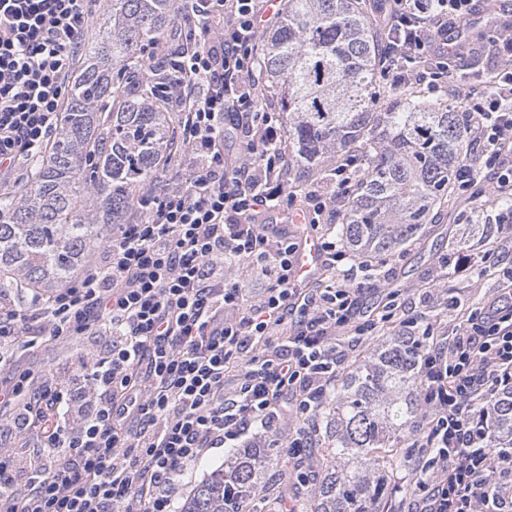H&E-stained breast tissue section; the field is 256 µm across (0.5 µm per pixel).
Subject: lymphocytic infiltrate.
I'll return each mask as SVG.
<instances>
[{"instance_id":"f902f5d3","label":"lymphocytic infiltrate","mask_w":512,"mask_h":512,"mask_svg":"<svg viewBox=\"0 0 512 512\" xmlns=\"http://www.w3.org/2000/svg\"><path fill=\"white\" fill-rule=\"evenodd\" d=\"M92 0H0V188L18 185L49 146L67 101L69 77ZM194 19L175 37L187 47L170 93L182 147L177 174L145 189L140 221L118 224L100 262L69 286L30 301L27 313L0 310V343L25 334L68 341L111 329L112 347L60 392L18 373L0 385V416L14 436L35 432L48 460L20 474L0 454V512H175V491L213 448L241 438L269 440L288 418V447L307 448L317 412L336 389V333L352 345L394 317H358L357 279L369 268L324 229L338 194L308 189L303 223L322 228L332 284L299 287L296 243L270 235V219L291 220L290 167L279 112L264 94L258 38L270 0H181ZM389 39L381 76L410 77L396 63L418 54L417 72L438 92L451 63L473 49L464 26L479 0H386ZM500 30L501 68L482 101L466 102L478 160L471 183L512 195V26ZM237 139L245 161L224 159ZM499 294L465 312L452 337L421 332V401L415 440L418 492L407 512H512V448L491 447L475 415L512 388V267L499 269ZM297 325L287 335L289 325Z\"/></svg>"}]
</instances>
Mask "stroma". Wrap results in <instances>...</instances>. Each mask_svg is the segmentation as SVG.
Returning <instances> with one entry per match:
<instances>
[{
	"label": "stroma",
	"instance_id": "stroma-1",
	"mask_svg": "<svg viewBox=\"0 0 512 512\" xmlns=\"http://www.w3.org/2000/svg\"><path fill=\"white\" fill-rule=\"evenodd\" d=\"M471 34L477 38L481 54L471 60V68L465 78L449 79L441 91V98L458 105L463 100L481 96L486 83L496 67V49L486 33L483 18H476ZM477 209L499 212L495 194L480 193L478 188L456 190L447 203L436 213L432 224L427 225L424 235L409 249L401 251L383 267L381 274L387 277L390 288L401 290V300L407 310L421 315L424 323L435 331L450 333L457 321L448 311L449 300L462 305H486L498 294L497 276L493 269L484 265L485 254L491 251L490 243H482L465 257V271L455 272L449 266L448 237L455 225L465 223ZM439 281L441 291L434 297L426 296L428 283ZM112 334L100 331L67 342H56L39 336L29 344L15 342L7 347L6 361L0 366V374L9 375L15 370L28 368L39 380L60 386L71 383L74 376L109 351ZM313 447L302 449L300 456L289 458L282 449H270L272 463L262 479V496L265 512H276L281 495L288 494L303 501L313 494V486L297 483L299 471H313L322 476L327 461L329 430L325 422H318L313 433Z\"/></svg>",
	"mask_w": 512,
	"mask_h": 512
}]
</instances>
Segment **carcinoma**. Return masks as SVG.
<instances>
[{"label":"carcinoma","mask_w":512,"mask_h":512,"mask_svg":"<svg viewBox=\"0 0 512 512\" xmlns=\"http://www.w3.org/2000/svg\"><path fill=\"white\" fill-rule=\"evenodd\" d=\"M368 0H285L265 39L261 64L288 118V156L313 169L336 148L364 165L346 190L336 238L355 257L381 266L418 239L435 209L461 183L473 153L468 113L401 88L381 94L383 36ZM103 20L69 84L49 149L30 178L0 194V288H64L90 252L126 223L141 191L180 149L166 90L175 75L145 60L176 20L173 0H105ZM496 225L476 218L448 242L458 253L490 239ZM424 344L400 330L354 363L321 412L332 447L308 512H382L383 463L391 433L422 422L419 366ZM494 448L512 447V393L487 424ZM266 449L234 448L195 485L179 512H235L260 494Z\"/></svg>","instance_id":"carcinoma-1"}]
</instances>
